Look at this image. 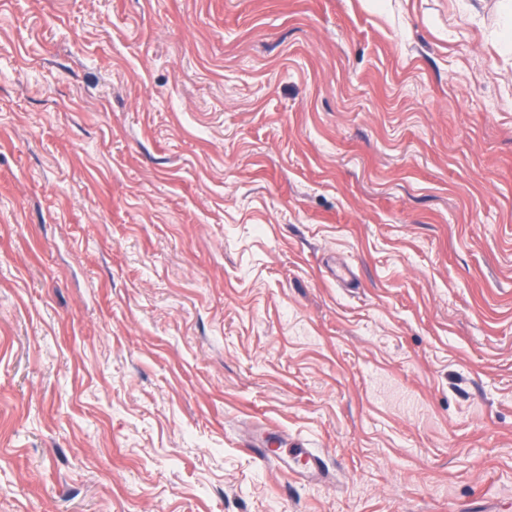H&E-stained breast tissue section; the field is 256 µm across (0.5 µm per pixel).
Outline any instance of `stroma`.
<instances>
[{
  "label": "stroma",
  "instance_id": "35a3bbf8",
  "mask_svg": "<svg viewBox=\"0 0 512 512\" xmlns=\"http://www.w3.org/2000/svg\"><path fill=\"white\" fill-rule=\"evenodd\" d=\"M0 512H512V10L0 0Z\"/></svg>",
  "mask_w": 512,
  "mask_h": 512
}]
</instances>
